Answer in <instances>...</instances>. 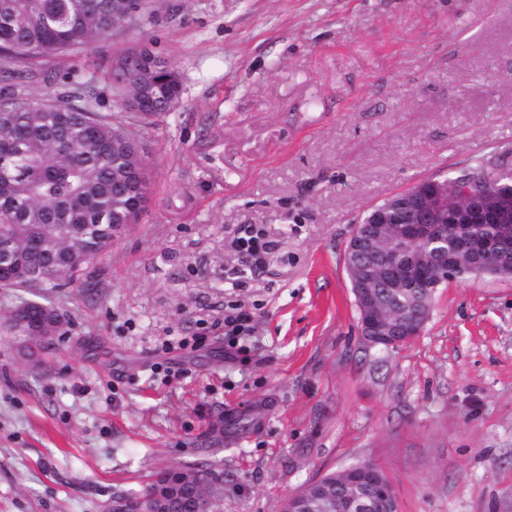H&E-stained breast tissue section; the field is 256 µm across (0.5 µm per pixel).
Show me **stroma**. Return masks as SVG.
Segmentation results:
<instances>
[{"label":"stroma","instance_id":"stroma-1","mask_svg":"<svg viewBox=\"0 0 512 512\" xmlns=\"http://www.w3.org/2000/svg\"><path fill=\"white\" fill-rule=\"evenodd\" d=\"M150 51L183 85L149 122L114 75ZM93 83L143 141L149 202L54 289L66 323L32 364L0 288V512H112L152 473L204 462L223 512L284 500L363 461L401 512H512V278L438 289L407 344H366L344 250L367 209L479 156L512 162V0H148L79 54L36 61ZM272 249L241 270L240 226ZM252 312L178 349L229 307ZM250 314L231 307L227 313H224V335L242 336L251 331Z\"/></svg>","mask_w":512,"mask_h":512}]
</instances>
